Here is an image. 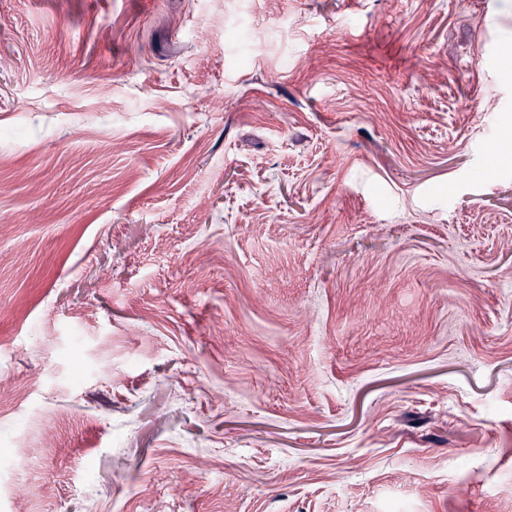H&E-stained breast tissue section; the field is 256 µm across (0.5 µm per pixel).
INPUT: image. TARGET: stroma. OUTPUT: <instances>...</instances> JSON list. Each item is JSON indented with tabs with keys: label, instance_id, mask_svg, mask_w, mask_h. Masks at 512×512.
Returning a JSON list of instances; mask_svg holds the SVG:
<instances>
[{
	"label": "stroma",
	"instance_id": "1",
	"mask_svg": "<svg viewBox=\"0 0 512 512\" xmlns=\"http://www.w3.org/2000/svg\"><path fill=\"white\" fill-rule=\"evenodd\" d=\"M512 0H0V512H512Z\"/></svg>",
	"mask_w": 512,
	"mask_h": 512
}]
</instances>
